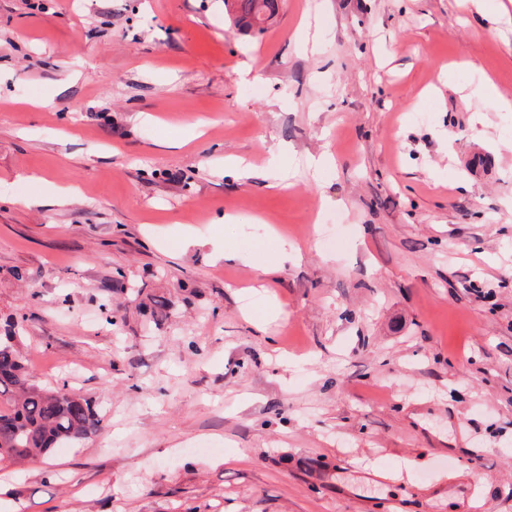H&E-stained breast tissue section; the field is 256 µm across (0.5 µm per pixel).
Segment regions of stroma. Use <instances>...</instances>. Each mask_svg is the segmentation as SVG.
<instances>
[{"mask_svg": "<svg viewBox=\"0 0 512 512\" xmlns=\"http://www.w3.org/2000/svg\"><path fill=\"white\" fill-rule=\"evenodd\" d=\"M488 27L0 0V335L103 417L0 463V512H512V112L483 93L512 97V16Z\"/></svg>", "mask_w": 512, "mask_h": 512, "instance_id": "stroma-1", "label": "stroma"}]
</instances>
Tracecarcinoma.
Returning a JSON list of instances; mask_svg holds the SVG:
<instances>
[{
  "instance_id": "cac0c4a2",
  "label": "carcinoma",
  "mask_w": 512,
  "mask_h": 512,
  "mask_svg": "<svg viewBox=\"0 0 512 512\" xmlns=\"http://www.w3.org/2000/svg\"><path fill=\"white\" fill-rule=\"evenodd\" d=\"M260 1L274 10V0H241V14H232L227 3L225 13L239 29L249 31L255 28ZM14 339L10 332L0 337V395H9V407L0 408V461L44 457L95 434L102 417L92 400L65 386L35 384Z\"/></svg>"
}]
</instances>
